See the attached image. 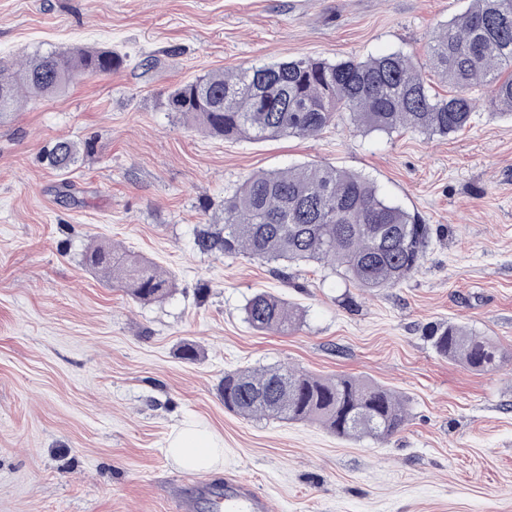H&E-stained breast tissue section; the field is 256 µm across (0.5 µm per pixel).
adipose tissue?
<instances>
[{"label": "adipose tissue", "instance_id": "ef3b65f1", "mask_svg": "<svg viewBox=\"0 0 512 512\" xmlns=\"http://www.w3.org/2000/svg\"><path fill=\"white\" fill-rule=\"evenodd\" d=\"M166 453L183 468L207 473L224 464L223 441L196 420L184 422L170 437Z\"/></svg>", "mask_w": 512, "mask_h": 512}]
</instances>
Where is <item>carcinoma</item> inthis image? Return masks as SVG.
<instances>
[{
  "instance_id": "carcinoma-1",
  "label": "carcinoma",
  "mask_w": 512,
  "mask_h": 512,
  "mask_svg": "<svg viewBox=\"0 0 512 512\" xmlns=\"http://www.w3.org/2000/svg\"><path fill=\"white\" fill-rule=\"evenodd\" d=\"M426 65L455 94L433 93L422 66L403 52L337 62L303 58L222 70L176 86L169 110L199 121L226 139L265 141L307 138L346 119L365 132L401 129L455 134L472 122L476 100L487 92L491 111L512 117V0H471L427 43ZM123 64L110 50L59 47L28 59L17 71L0 68V114L20 96L63 90L80 75L109 73ZM79 150L59 139L48 164L65 169ZM433 234L421 216L381 196L375 182L326 164H301L253 174L224 196V223L201 230L199 250L246 254L267 263L315 262L338 271L358 288H396L419 270ZM84 264L104 272L144 303L163 300L171 278L136 258L117 260L105 244L84 254ZM256 331L288 334L301 311L268 292L244 305ZM436 353L478 372L503 363L500 346L454 321L430 330ZM224 408L247 419L309 421L339 438L384 440L408 421L392 390L351 376L317 378L291 367L243 368L224 373Z\"/></svg>"
}]
</instances>
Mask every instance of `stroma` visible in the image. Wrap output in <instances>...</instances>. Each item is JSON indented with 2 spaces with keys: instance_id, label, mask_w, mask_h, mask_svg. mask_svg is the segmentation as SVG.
I'll list each match as a JSON object with an SVG mask.
<instances>
[{
  "instance_id": "obj_1",
  "label": "stroma",
  "mask_w": 512,
  "mask_h": 512,
  "mask_svg": "<svg viewBox=\"0 0 512 512\" xmlns=\"http://www.w3.org/2000/svg\"><path fill=\"white\" fill-rule=\"evenodd\" d=\"M468 4L0 0L1 64L60 46L127 57L0 116V512H213L200 488L229 475L271 512H512V118L482 107L448 137L342 122L255 142L204 134L167 105L178 84L239 66L424 59ZM60 137L82 146L61 171L45 159ZM304 163L369 176L432 224L418 272L368 294L317 264L196 247L199 229L222 223L225 193ZM98 243L156 264L172 293L133 300L85 267ZM257 291L299 307L301 326L253 331L243 306ZM448 320L494 340L501 367L437 355L427 331ZM186 343L198 360L181 359ZM280 364L389 388L408 422L385 442L342 440L225 410V372ZM187 419L223 440V467L203 475L167 456Z\"/></svg>"
}]
</instances>
